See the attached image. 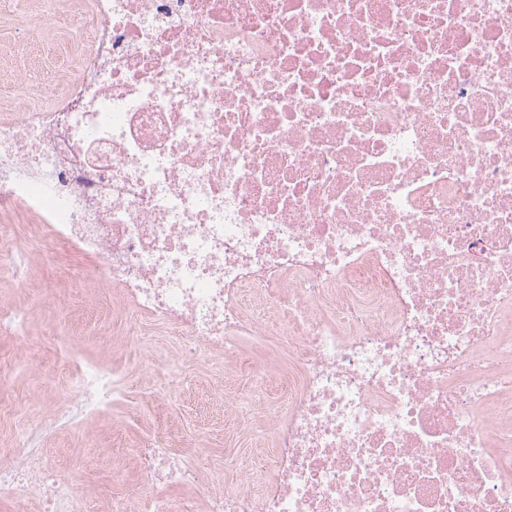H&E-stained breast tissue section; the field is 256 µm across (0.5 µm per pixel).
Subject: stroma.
Returning <instances> with one entry per match:
<instances>
[{
	"label": "stroma",
	"mask_w": 512,
	"mask_h": 512,
	"mask_svg": "<svg viewBox=\"0 0 512 512\" xmlns=\"http://www.w3.org/2000/svg\"><path fill=\"white\" fill-rule=\"evenodd\" d=\"M17 3L14 15L0 18V78L11 80L17 70L36 64L42 77L51 79L60 68L56 45L65 30L57 24L47 27L41 58H30L13 37L28 10V0ZM89 264L66 245L54 244L31 254L22 269H0V309L25 318L23 336L0 334V360L14 365L11 376L0 381V465L11 462L7 442L37 424L44 462L57 470L75 512H104L113 496H135L132 446L152 434L160 413L186 461L207 467L218 480L232 478L235 463L264 442L259 420L280 414L285 405L271 394L272 383L288 373L284 339L272 336L250 343L245 360L227 359L219 370L186 362L163 404H156L151 391L162 382L177 343L158 337L152 354L129 341L113 343L114 330L126 320L114 314L117 301L111 292L74 278L75 270ZM78 358L127 369V393L92 425L62 426L54 382ZM232 395L243 401L232 416L217 411L200 417L198 400L220 404ZM117 466L126 475L119 484L113 481Z\"/></svg>",
	"instance_id": "stroma-1"
}]
</instances>
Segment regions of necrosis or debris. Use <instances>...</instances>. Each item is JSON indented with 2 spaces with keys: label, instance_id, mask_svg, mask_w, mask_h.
Here are the masks:
<instances>
[{
  "label": "necrosis or debris",
  "instance_id": "1",
  "mask_svg": "<svg viewBox=\"0 0 512 512\" xmlns=\"http://www.w3.org/2000/svg\"><path fill=\"white\" fill-rule=\"evenodd\" d=\"M61 92L0 115L10 225L91 260L210 365L288 339L286 410L232 483L136 448L112 512H512V0H67ZM123 373L85 361L59 415ZM33 434L0 498L68 512Z\"/></svg>",
  "mask_w": 512,
  "mask_h": 512
}]
</instances>
